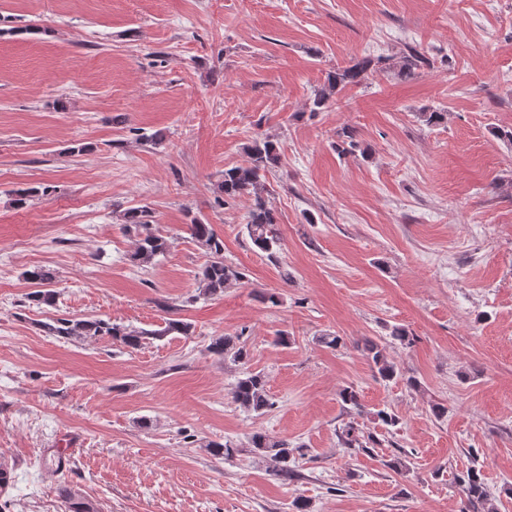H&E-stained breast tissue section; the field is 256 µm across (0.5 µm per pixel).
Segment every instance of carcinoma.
Wrapping results in <instances>:
<instances>
[{
	"mask_svg": "<svg viewBox=\"0 0 512 512\" xmlns=\"http://www.w3.org/2000/svg\"><path fill=\"white\" fill-rule=\"evenodd\" d=\"M426 57L418 50L412 49L401 57L399 73L408 76L414 69L424 63ZM372 61L357 60L353 64L328 74L326 82L316 90L311 111L320 112L329 107L333 95L350 86L363 84L369 75ZM247 160L244 164L224 170V179L220 182L219 191L227 198L249 196L253 198V207L248 213L245 229L252 245L259 251L274 258L282 249V238L276 228L277 218L273 210L267 207L263 193L266 191V173L278 162L276 147L265 137L256 136L245 147ZM125 227L137 230L140 236L137 257L143 263H150L156 257L166 254L170 249L167 237L152 231L151 209L146 206L132 207L123 213ZM191 237L209 255V261L199 278V294L205 297L221 295L224 289L240 282L243 273L240 269L224 261V239L216 234L212 225L196 220L189 225ZM27 279L35 289L27 294V300L41 308L55 305L57 291L52 288L53 274L37 267L26 273ZM42 331L48 336L62 340L73 338L102 339L109 338L112 343L128 350H136L148 339H159L171 334L187 336L191 324L177 318H170L165 326L157 330L136 329L109 320L97 318H66L51 317L40 323ZM366 350L376 373L383 380L398 377L396 366L391 362L385 350L370 341ZM209 351L229 360L243 368L242 375L232 388V399L235 404L247 412L263 414L275 405L267 390V377L262 372L248 369L249 351L240 343L238 336H217L212 339ZM339 438L354 453L370 454L379 439L372 435H364L353 424L342 427ZM252 451L267 458L274 473L285 478L296 475V454L300 448L293 446L286 439H280L265 433H256L251 437ZM207 452L218 459L229 461L234 458L238 449L229 443L210 442L206 445ZM456 486L460 495L471 506L472 512H496L492 496L487 487L482 470L474 465L456 476Z\"/></svg>",
	"mask_w": 512,
	"mask_h": 512,
	"instance_id": "1",
	"label": "carcinoma"
}]
</instances>
